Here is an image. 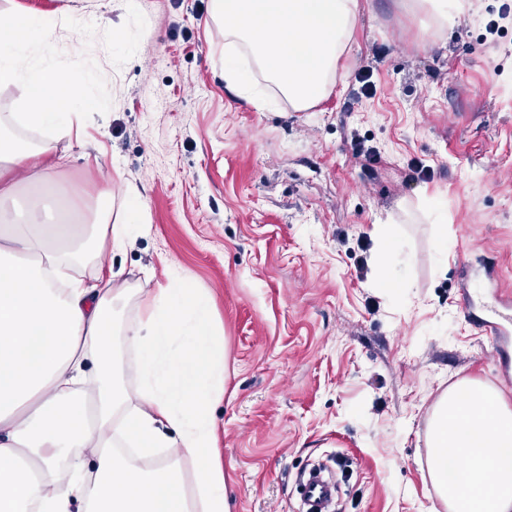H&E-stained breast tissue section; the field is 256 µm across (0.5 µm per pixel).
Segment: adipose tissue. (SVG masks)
Wrapping results in <instances>:
<instances>
[{
	"instance_id": "1",
	"label": "adipose tissue",
	"mask_w": 512,
	"mask_h": 512,
	"mask_svg": "<svg viewBox=\"0 0 512 512\" xmlns=\"http://www.w3.org/2000/svg\"><path fill=\"white\" fill-rule=\"evenodd\" d=\"M229 44L224 77L236 93L237 50L297 111L329 93L350 49L359 0H212ZM55 34L34 10L0 22V88L23 91L20 123L36 149L0 135V512H229L224 471L208 462L186 495L178 462L145 468L120 454L214 448L211 407L224 391V340L207 290L189 277L156 289L144 318L121 322L127 294L115 273L79 274L80 253L126 250L129 222L54 179L57 142L85 106L87 80L64 77L45 55ZM136 357L129 397L117 348ZM430 475L452 512H512V406L475 380L457 382L428 422Z\"/></svg>"
}]
</instances>
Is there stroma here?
Returning <instances> with one entry per match:
<instances>
[{
	"instance_id": "obj_1",
	"label": "stroma",
	"mask_w": 512,
	"mask_h": 512,
	"mask_svg": "<svg viewBox=\"0 0 512 512\" xmlns=\"http://www.w3.org/2000/svg\"><path fill=\"white\" fill-rule=\"evenodd\" d=\"M10 3L57 21L47 53L66 77L96 73L82 137L57 145L62 186L108 190L116 214L128 185L146 198L148 232L91 253L85 275L117 271L128 322L182 275L211 296L230 512H298L297 470L339 457V512H447L426 465L432 404L463 379L512 403L457 304L474 281L488 305L512 288V0H460L444 26L360 0L352 52L304 111L244 50L247 92L228 89L211 0Z\"/></svg>"
}]
</instances>
